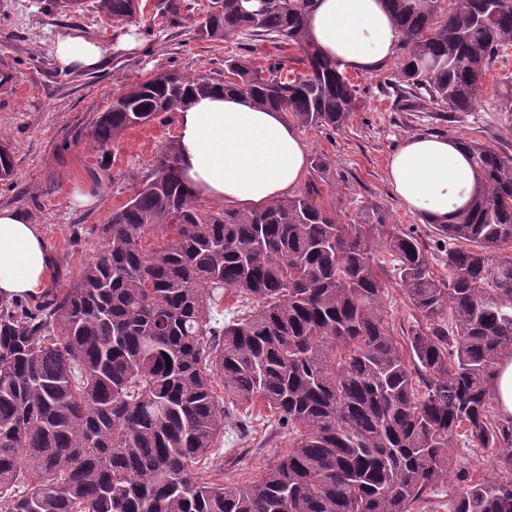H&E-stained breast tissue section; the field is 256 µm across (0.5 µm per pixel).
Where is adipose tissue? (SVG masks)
<instances>
[{
  "mask_svg": "<svg viewBox=\"0 0 512 512\" xmlns=\"http://www.w3.org/2000/svg\"><path fill=\"white\" fill-rule=\"evenodd\" d=\"M305 40L340 72L369 74L393 60L400 33L385 0H316ZM102 43L68 35L56 44L61 68L100 67ZM182 175L189 191L239 209L288 196L307 171V148L280 112L238 94L213 93L178 113ZM388 181L412 211L446 222L467 204L475 175L458 139L414 135L393 154ZM55 276L40 225L0 209V295L41 297Z\"/></svg>",
  "mask_w": 512,
  "mask_h": 512,
  "instance_id": "ef3b65f1",
  "label": "adipose tissue"
}]
</instances>
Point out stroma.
I'll return each instance as SVG.
<instances>
[{
	"instance_id": "stroma-1",
	"label": "stroma",
	"mask_w": 512,
	"mask_h": 512,
	"mask_svg": "<svg viewBox=\"0 0 512 512\" xmlns=\"http://www.w3.org/2000/svg\"><path fill=\"white\" fill-rule=\"evenodd\" d=\"M160 0H150L148 16L136 26L144 44L135 54L107 55L92 72L61 69L55 58L58 39L77 32L108 44L114 29L84 7L74 17L50 11L46 0H0V134L14 148L15 173L0 181V208L27 213L40 224L55 256L53 289L73 283L83 262L102 244L101 230L115 208L129 199L161 146L177 137V113L131 128L108 150H99L92 124L112 98L154 74L177 69L185 73L220 71L233 54H246L258 67L282 60L300 65L297 47L263 37L234 36L218 42L196 39L201 11L182 12L169 22L159 15ZM397 62L375 73L352 74L357 106L337 131L299 127L309 158L323 159L324 171L308 169L296 194L316 190L319 203L341 224H353L358 213L375 205L396 228L413 233L428 250L435 271L447 276L442 262L447 242L435 238L421 214L409 211L389 186L386 169L403 141L416 134L477 139L512 155V48L501 50L487 72L472 111L448 107L404 110L392 88ZM89 194L76 205L75 193ZM387 285L383 311L393 336H404L417 318L403 290L396 263L386 252L375 256ZM288 448V433L266 410L232 409L224 441L212 455L224 466V480L242 484L261 477L275 457Z\"/></svg>"
}]
</instances>
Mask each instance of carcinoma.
Masks as SVG:
<instances>
[{
    "label": "carcinoma",
    "instance_id": "cac0c4a2",
    "mask_svg": "<svg viewBox=\"0 0 512 512\" xmlns=\"http://www.w3.org/2000/svg\"><path fill=\"white\" fill-rule=\"evenodd\" d=\"M387 0L401 35L395 87L411 107L469 112L512 44V0ZM115 26L135 0H92ZM313 0H208L195 36H266L303 52L290 76L239 56L224 71H166L92 125L101 149L214 92L245 95L303 127L338 130L356 86L305 44ZM233 73L238 82L225 80ZM475 174L447 224L448 279L418 238L370 206L339 224L311 190L252 209L202 208L165 143L112 211L75 282L31 306L0 298V512H412L448 479L458 439L498 449L480 478L458 472L453 512H512V419L493 410L512 355V156L463 139ZM169 235L146 252V232ZM398 262L424 323L397 341L374 254ZM230 291L242 312L213 310ZM233 405L266 406L288 449L247 484L208 473Z\"/></svg>",
    "mask_w": 512,
    "mask_h": 512
}]
</instances>
